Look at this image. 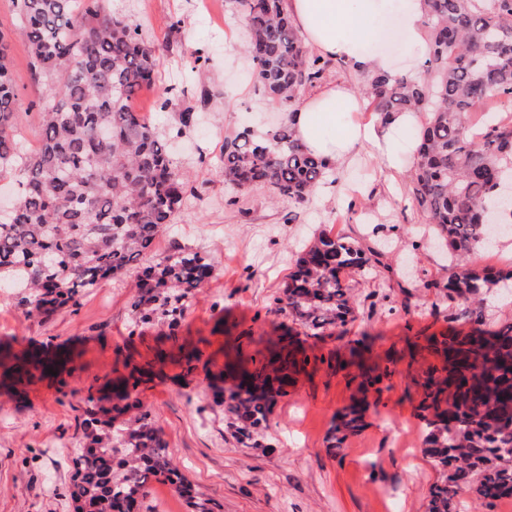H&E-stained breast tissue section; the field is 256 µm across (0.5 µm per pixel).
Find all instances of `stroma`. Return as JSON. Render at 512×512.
<instances>
[{"mask_svg": "<svg viewBox=\"0 0 512 512\" xmlns=\"http://www.w3.org/2000/svg\"><path fill=\"white\" fill-rule=\"evenodd\" d=\"M197 2L112 0V10L134 19L148 14L141 34L160 57L157 85L191 92L204 83L214 91L198 124L184 130L178 114L186 98L162 111L146 89L133 106L151 118L200 192L184 200L154 256L175 239L213 255L216 271L172 340L167 327H134L133 268L47 317L28 314L19 289L0 288V341L64 353L56 374L26 377L10 389L0 384V512H74L71 444L82 434L88 390L125 376L128 357L146 371L139 398L162 428L170 458L215 512H427L440 473L422 452L413 378L440 360L425 349L409 352L407 342L473 327L463 301L448 297V253L437 247L423 214L400 204L411 174L392 178L367 155L342 167L340 191L318 186L302 204L225 184L218 166L225 137L245 126L266 131L286 110L254 93L242 52L247 30L232 0H210L207 19ZM0 30L8 36L19 98L34 103L47 88L30 79L27 37L9 0H0ZM200 52L209 61L196 71ZM323 232L366 246L386 243L388 269L346 273L354 321L300 336L309 365L278 398L257 444L242 445L214 403L219 384L208 374L235 362L237 353H254L244 330L279 336L285 317L276 300L298 255ZM184 346L200 347L210 367H187ZM363 366L389 367L391 376L381 391L368 392L363 429L329 448L335 416L357 397Z\"/></svg>", "mask_w": 512, "mask_h": 512, "instance_id": "obj_1", "label": "stroma"}]
</instances>
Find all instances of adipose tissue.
I'll list each match as a JSON object with an SVG mask.
<instances>
[{
    "label": "adipose tissue",
    "instance_id": "1",
    "mask_svg": "<svg viewBox=\"0 0 512 512\" xmlns=\"http://www.w3.org/2000/svg\"><path fill=\"white\" fill-rule=\"evenodd\" d=\"M285 6L308 46L358 70H390L386 52L369 53L365 47L383 38L392 11L400 13L408 48L421 52L426 47L424 0H285ZM361 106L349 88L329 85L299 99L289 118L296 138L322 158L328 170L351 163L364 151L399 169L402 158L414 155L418 113L361 122L356 118Z\"/></svg>",
    "mask_w": 512,
    "mask_h": 512
}]
</instances>
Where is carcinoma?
<instances>
[{"instance_id": "carcinoma-1", "label": "carcinoma", "mask_w": 512, "mask_h": 512, "mask_svg": "<svg viewBox=\"0 0 512 512\" xmlns=\"http://www.w3.org/2000/svg\"><path fill=\"white\" fill-rule=\"evenodd\" d=\"M29 42L35 80L50 85L37 106L39 147L18 140L21 112L9 69L8 40L0 30V177L16 178L19 197L0 214V280L27 289L22 305L47 316L78 296L129 270L153 251L183 199L197 188L168 152L152 122L130 110V101L153 82L159 57L141 36V24L112 14L110 0H10ZM249 32L245 52L255 90L280 104L293 103L320 80L330 62L310 54L284 8V0H234ZM430 41L424 77L369 76L362 94L377 114H425L412 200L450 248L448 299L462 298L481 323L483 290L512 279V270L475 269L472 255L488 249L485 217L498 214L512 231V207L489 209L512 166V120L472 112L500 96L512 103V0H425ZM213 90L202 85L179 113L189 128ZM224 182L267 188L274 197L305 202L327 177L322 159L308 152L287 123L259 139L245 127L224 139ZM382 251L321 233L295 261L277 298V311L321 336L354 318L342 274L383 266ZM217 261L192 246L174 243L142 267L132 304L136 324L175 331L196 290ZM272 357L216 401L242 444L266 428L290 375L308 360L288 357L282 344ZM441 365L419 382L424 453L441 472L429 492L427 512H456L454 495L470 488L491 502L512 497V323L465 335L431 337ZM23 361L46 371L53 361L38 353L15 354L0 345V368ZM143 371L132 367L113 388V404L93 396L84 419L82 448L71 498L77 512H136L154 479L185 497L193 512H214L199 499L168 457L163 432L137 397ZM365 407L355 402L336 414L327 441L334 448L363 426Z\"/></svg>"}]
</instances>
